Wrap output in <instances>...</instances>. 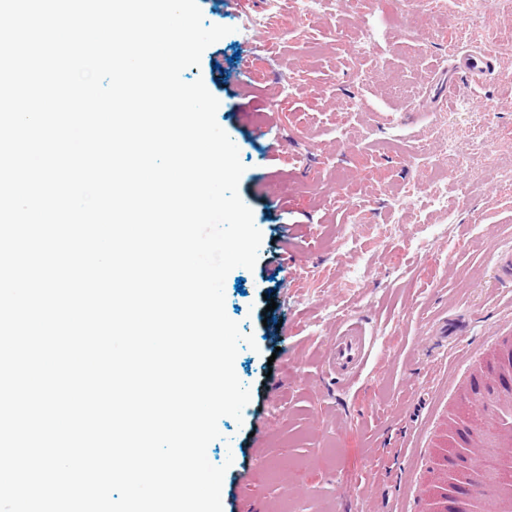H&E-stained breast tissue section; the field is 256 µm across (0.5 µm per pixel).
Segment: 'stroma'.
<instances>
[{
    "label": "stroma",
    "mask_w": 512,
    "mask_h": 512,
    "mask_svg": "<svg viewBox=\"0 0 512 512\" xmlns=\"http://www.w3.org/2000/svg\"><path fill=\"white\" fill-rule=\"evenodd\" d=\"M298 3L198 0L231 32L183 73L219 101L262 234L225 281L256 342L235 360L252 398L207 456L228 466L223 512H424L448 413L512 336L493 267L512 247V0H328L304 22ZM454 46L491 49L495 70L452 99ZM451 140L496 157L478 184L449 170ZM346 313L370 338L351 382L324 363ZM447 319L464 334L444 346Z\"/></svg>",
    "instance_id": "stroma-1"
}]
</instances>
